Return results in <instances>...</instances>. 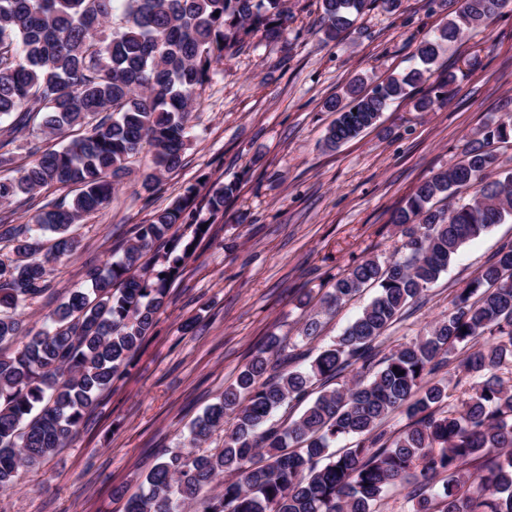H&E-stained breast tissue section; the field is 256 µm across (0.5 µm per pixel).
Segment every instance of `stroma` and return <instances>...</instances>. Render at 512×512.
I'll return each instance as SVG.
<instances>
[{
    "instance_id": "obj_1",
    "label": "stroma",
    "mask_w": 512,
    "mask_h": 512,
    "mask_svg": "<svg viewBox=\"0 0 512 512\" xmlns=\"http://www.w3.org/2000/svg\"><path fill=\"white\" fill-rule=\"evenodd\" d=\"M293 59L269 68L273 46L226 54L203 87L179 168L154 193L140 184L150 154L109 205L77 224L83 248L58 265L51 300H37L24 325L38 331L46 314L80 285L87 262L112 258L115 240L149 221L202 180L237 181L239 191L215 218L169 288L157 323L127 375L105 391L86 431L28 474L0 512H125L159 453L181 450L193 421L218 401L269 335L296 341L310 307L338 273L400 247L394 211L416 186L448 170L486 124L512 116V2L478 32L448 48L458 68L455 92L431 112L393 104L376 126L323 146L335 119L324 101L359 76L378 82L413 67V52L447 20L443 0H404L403 12L373 5L336 42L325 41L317 0H288ZM482 59L467 72L464 60ZM512 223L497 224L462 247L448 270L382 339L383 350L422 336L447 313L457 290L477 276ZM196 320L194 330L181 325Z\"/></svg>"
}]
</instances>
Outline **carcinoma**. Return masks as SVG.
I'll list each match as a JSON object with an SVG mask.
<instances>
[{"instance_id":"obj_1","label":"carcinoma","mask_w":512,"mask_h":512,"mask_svg":"<svg viewBox=\"0 0 512 512\" xmlns=\"http://www.w3.org/2000/svg\"><path fill=\"white\" fill-rule=\"evenodd\" d=\"M321 31L335 41L368 0H320ZM453 18L416 48L420 66L365 91L352 81L326 102L337 113L325 143L336 148L373 126L391 103L426 82L445 49L485 25L509 0H457ZM288 0H0V204L34 206L53 186L78 187L70 202L41 205L27 223L0 215V495L14 489L86 425L103 392L127 374L153 330L170 284L196 249L206 219L190 186L130 237L112 261L91 266L85 284L23 332V310L51 289L56 265L82 248L74 226L112 201L129 160L152 147L142 179L152 193L178 168L190 112L213 64L256 35L278 47L270 67L284 70ZM448 71L414 109L429 112L454 91ZM63 138L58 149L42 142ZM512 139L511 122L487 125L463 158L421 182L392 222L405 226L398 259L374 256L336 278L290 346L270 335L235 384L192 425L187 451L166 453L145 477L127 512H187L212 483L220 493L200 512H378L387 490L413 481L412 512H512V242L502 244L456 294L427 334L387 354L380 339L445 272L466 242L512 220V173L489 180L492 145ZM30 161L13 167L16 151ZM470 188L450 209L432 201ZM237 182L216 181L205 194L209 215L224 211ZM196 225L184 240L175 226ZM157 257L142 262L152 249ZM368 287L375 296L342 336L310 356L322 316ZM463 352L459 367L471 394L448 403V382L430 376ZM295 419L276 414L305 401ZM399 412L396 437L383 428ZM224 430V446L197 452Z\"/></svg>"}]
</instances>
